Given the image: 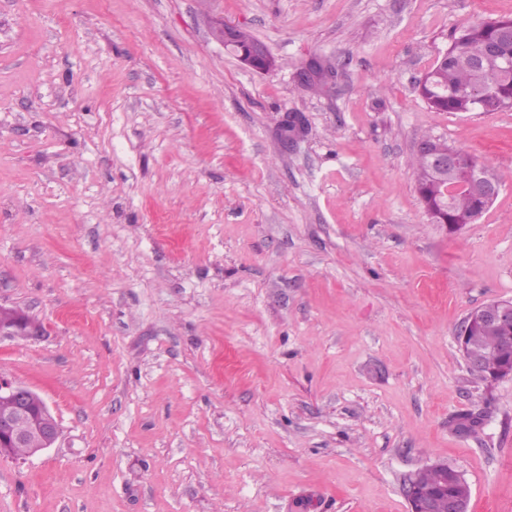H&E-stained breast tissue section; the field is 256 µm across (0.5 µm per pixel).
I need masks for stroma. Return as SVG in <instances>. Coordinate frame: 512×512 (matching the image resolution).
I'll use <instances>...</instances> for the list:
<instances>
[{
    "mask_svg": "<svg viewBox=\"0 0 512 512\" xmlns=\"http://www.w3.org/2000/svg\"><path fill=\"white\" fill-rule=\"evenodd\" d=\"M512 0H0V374L59 422L0 512H408L443 461L512 512V380L455 333L512 299V109L435 112L456 29ZM249 28L280 70L212 39ZM327 61L319 92L296 72ZM305 129L283 147L284 115ZM500 177L430 223L420 134ZM486 419L458 437L451 416ZM10 311L7 315H1L2 311ZM43 332L41 323L29 316L13 311L12 308L0 306V339L4 337H35Z\"/></svg>",
    "mask_w": 512,
    "mask_h": 512,
    "instance_id": "1",
    "label": "stroma"
}]
</instances>
